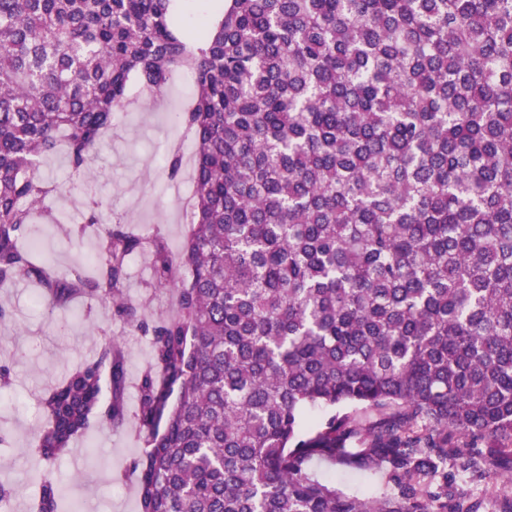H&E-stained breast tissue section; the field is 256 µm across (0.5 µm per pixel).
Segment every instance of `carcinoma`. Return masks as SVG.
Returning <instances> with one entry per match:
<instances>
[{"label":"carcinoma","mask_w":512,"mask_h":512,"mask_svg":"<svg viewBox=\"0 0 512 512\" xmlns=\"http://www.w3.org/2000/svg\"><path fill=\"white\" fill-rule=\"evenodd\" d=\"M175 2L0 0V288L132 317L125 262L147 248L175 290L174 317L139 322L140 512H480L470 479L512 484V0H225L195 32ZM178 67L179 255L91 201L93 274L36 260L43 159L92 179L131 82ZM124 380L109 337L42 398L33 460L122 423ZM314 459L388 483L349 496ZM33 499L62 508L51 479Z\"/></svg>","instance_id":"obj_1"}]
</instances>
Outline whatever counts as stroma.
<instances>
[{
  "label": "stroma",
  "instance_id": "stroma-1",
  "mask_svg": "<svg viewBox=\"0 0 512 512\" xmlns=\"http://www.w3.org/2000/svg\"><path fill=\"white\" fill-rule=\"evenodd\" d=\"M193 93V88L174 77L161 103L140 94L115 112L92 181L72 177L62 154L47 158L44 169L61 187L51 203L57 221L31 225L24 247L45 239L35 255L59 274L91 271L97 237L90 233L75 243L69 231L86 201L94 198L105 216L124 218L144 238L164 239L170 252L179 254L189 229L182 215L191 196L184 181L191 178L192 167L184 165L179 179H170L165 157L175 144L181 145L185 156L193 154V142L172 121L173 112ZM125 294L135 317L84 300L53 310L40 302L34 286L26 281L0 289V305L11 313L10 321L0 324V364L9 366L12 377L10 386L0 387V428L11 435L10 446L0 447V484L18 489L9 502L10 512H31L30 492L43 477L59 484L66 503H79L81 512H138L136 480L129 467L144 448L136 417L138 383L152 356L150 338L137 322L171 316L176 294L159 286L145 251L127 259ZM107 336L116 340L124 357V421L116 427H94L54 465L37 467L31 448L43 423L45 392L84 359L96 355ZM311 467L334 478L338 488L353 496H365L383 482L382 475L344 470L323 460L313 461Z\"/></svg>",
  "mask_w": 512,
  "mask_h": 512
}]
</instances>
